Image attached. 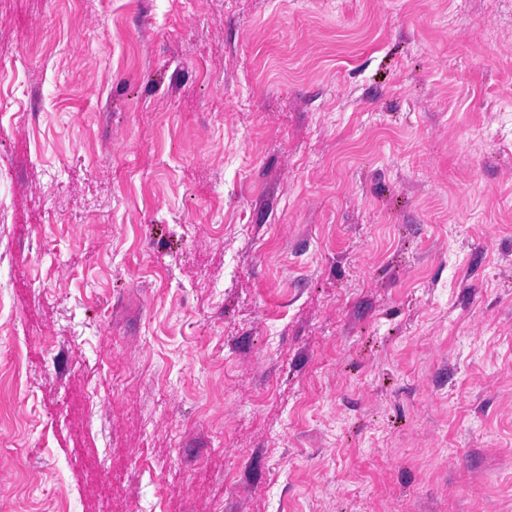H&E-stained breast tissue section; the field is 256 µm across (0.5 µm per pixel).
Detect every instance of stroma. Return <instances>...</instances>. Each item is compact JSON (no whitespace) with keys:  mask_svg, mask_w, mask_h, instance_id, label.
Listing matches in <instances>:
<instances>
[{"mask_svg":"<svg viewBox=\"0 0 512 512\" xmlns=\"http://www.w3.org/2000/svg\"><path fill=\"white\" fill-rule=\"evenodd\" d=\"M0 72V512H512V0H0Z\"/></svg>","mask_w":512,"mask_h":512,"instance_id":"obj_1","label":"stroma"}]
</instances>
